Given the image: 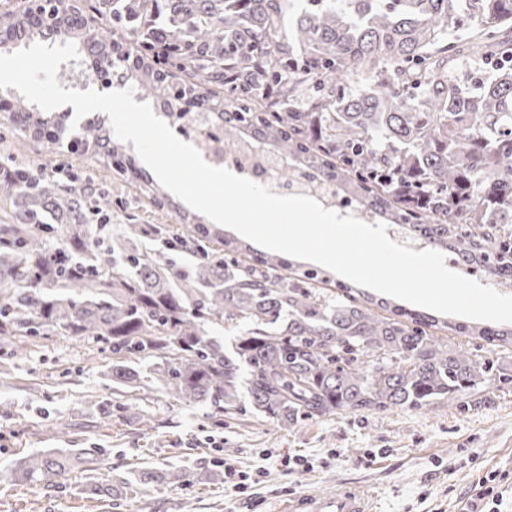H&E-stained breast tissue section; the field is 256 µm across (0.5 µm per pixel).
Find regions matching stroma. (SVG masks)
<instances>
[{"label": "stroma", "mask_w": 512, "mask_h": 512, "mask_svg": "<svg viewBox=\"0 0 512 512\" xmlns=\"http://www.w3.org/2000/svg\"><path fill=\"white\" fill-rule=\"evenodd\" d=\"M48 165L61 181L93 180L112 194L111 223L179 224L172 209H158L135 178L121 179L91 157L52 154L42 143L0 134V161ZM110 354L79 340L54 338L18 356L0 357V512H286L306 491L332 495L352 486L372 494L374 512H465L480 480L497 473L512 500V390L477 392L468 407L441 401L385 413L340 411L283 429L252 416L216 423L208 408L165 397L153 388L133 396L152 420H129L124 398L102 374ZM45 448H86L119 478L142 468L192 470V485L162 482L143 492L92 496L93 476L75 473L46 489L11 473L13 462ZM307 460L293 473L279 458ZM232 464L256 474L241 493L209 471Z\"/></svg>", "instance_id": "35a3bbf8"}]
</instances>
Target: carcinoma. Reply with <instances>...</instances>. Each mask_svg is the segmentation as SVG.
Wrapping results in <instances>:
<instances>
[{
    "instance_id": "1",
    "label": "carcinoma",
    "mask_w": 512,
    "mask_h": 512,
    "mask_svg": "<svg viewBox=\"0 0 512 512\" xmlns=\"http://www.w3.org/2000/svg\"><path fill=\"white\" fill-rule=\"evenodd\" d=\"M95 0L103 26L73 27L78 0H43L53 19L32 25L0 12V50L71 41L92 62L111 63L117 35L136 44L125 79L172 125L201 117L224 148L244 144L287 159L279 186L303 176L354 201L375 222L396 224L451 252L466 270L512 286V0ZM468 30L449 37L462 10ZM495 71L467 90L461 67ZM354 74L366 82L353 93ZM225 90L219 95L211 90ZM0 126L46 141L51 151L92 155L118 176L131 174L160 208L166 194L112 140L106 120L34 112L12 98ZM109 197L94 181L61 185L45 166L0 163V352L25 353L28 336L92 341L112 352L106 375L127 394L149 382L170 399L206 407L219 422L246 412L283 428L348 412L465 405L480 389L512 386V366L478 361L428 333L432 316L380 301L278 255L239 260L209 250L205 224L194 235L167 226L107 229ZM146 237L161 247L144 245ZM194 258L185 269L181 255ZM292 270L291 276L275 271ZM230 341L218 337L223 327ZM454 333L489 345L512 329L465 322ZM101 462L76 448L17 461L12 474L47 488ZM197 476L140 470L135 479L95 482L111 496Z\"/></svg>"
}]
</instances>
